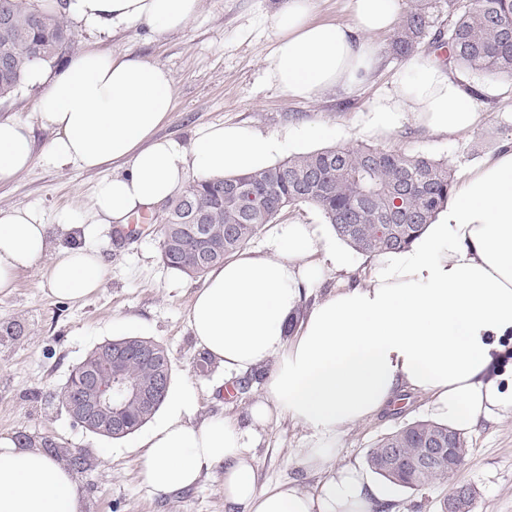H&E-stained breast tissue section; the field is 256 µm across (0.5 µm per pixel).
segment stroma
<instances>
[{"label": "stroma", "instance_id": "1", "mask_svg": "<svg viewBox=\"0 0 512 512\" xmlns=\"http://www.w3.org/2000/svg\"><path fill=\"white\" fill-rule=\"evenodd\" d=\"M280 0H201L198 15L182 32L151 40L145 27L109 35L76 29V50L93 46L116 54L135 51L164 65L174 82V110L162 132L187 141L209 124H245L265 133H282L321 123L330 134L305 144V151L369 144L405 154H421L454 165L464 173L512 144V80H492L464 72L466 87L480 92L481 124L465 133L437 134L400 122L385 136L367 130L373 102L394 89L405 64L388 53L390 34L379 36L383 63L370 82L352 94L327 90L310 100L290 98L267 76L275 44L271 16ZM97 172L38 161L14 180L0 183V208L34 206L45 218L58 208H84L100 180ZM162 210L138 237L117 242L115 229L102 224L94 242L101 251V287L79 301L61 299L48 289L44 267L20 274L9 295L0 294V322L22 320L19 340L0 342V437L44 436L70 448L85 449L95 465L81 475L86 512H226L224 469L215 467L186 490L160 493L139 474L137 446L141 432L112 440L72 422L56 398L72 369L96 344L125 334H139L167 347L171 385L197 395L194 421L223 414L245 420L261 392L257 380L237 379L225 398L223 367L196 373L200 349L187 322L198 281L167 268L160 257ZM425 396L405 392L393 408L343 433L337 441L338 465L366 464L377 440L400 426L429 418ZM305 431L290 421L269 426L252 453L260 484L294 482L309 490L315 474L294 467L290 459L303 446ZM471 452L454 476L412 492L394 493V512H439L453 488L475 493V512H512V418L483 421L467 433Z\"/></svg>", "mask_w": 512, "mask_h": 512}]
</instances>
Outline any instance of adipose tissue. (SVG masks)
Masks as SVG:
<instances>
[{
  "label": "adipose tissue",
  "mask_w": 512,
  "mask_h": 512,
  "mask_svg": "<svg viewBox=\"0 0 512 512\" xmlns=\"http://www.w3.org/2000/svg\"><path fill=\"white\" fill-rule=\"evenodd\" d=\"M43 5L87 30L144 26L160 39L185 29L201 0ZM315 5L282 0L272 18L267 75L294 99L364 86L381 62L376 38L393 29L400 0H352L346 24L314 21ZM26 80L40 89L34 118H0V183L38 160L113 173L97 183L87 208L58 211L50 224L30 206L0 208V292L41 263L53 295L82 299L103 282L92 243L97 225L124 228L134 213L174 198L189 177L260 170L287 152L290 139L328 133L319 125L288 136L211 124L187 142L160 135L173 110V78L132 52L87 48L52 74L32 64ZM371 112L376 134L405 118L433 132H466L481 118L462 76L420 55ZM37 127L48 134L40 146ZM55 227L76 244L54 248ZM351 266L324 225L282 224L266 246L243 249L207 275L188 313L197 344L223 366L225 379L262 374V392L246 422L219 416L195 425L194 393L173 391L140 442L144 483L180 491L220 464L230 512H372L391 500L392 489L359 466L337 465L344 430L405 391L427 397L433 420L457 430L512 417V371L492 370L501 339L512 337V150L468 171L435 221L408 247L376 260L367 278L306 304L326 273ZM281 419L308 433L291 462L320 474L314 489L258 484L251 449ZM0 512H85L78 477L43 449L0 437Z\"/></svg>",
  "instance_id": "1"
}]
</instances>
